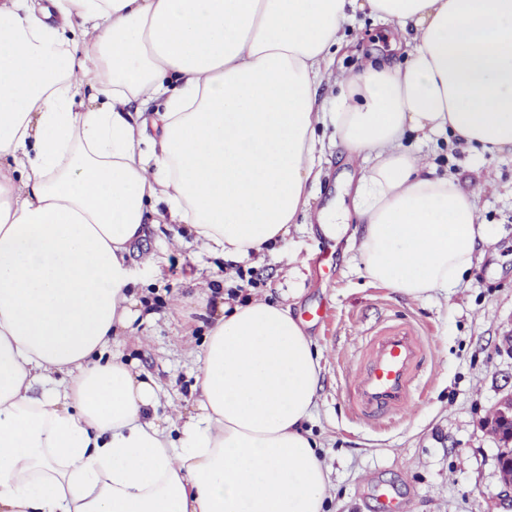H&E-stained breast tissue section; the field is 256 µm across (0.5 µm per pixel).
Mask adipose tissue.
Wrapping results in <instances>:
<instances>
[{
    "instance_id": "obj_1",
    "label": "adipose tissue",
    "mask_w": 512,
    "mask_h": 512,
    "mask_svg": "<svg viewBox=\"0 0 512 512\" xmlns=\"http://www.w3.org/2000/svg\"><path fill=\"white\" fill-rule=\"evenodd\" d=\"M363 9L406 58L337 82L369 165L325 231L356 216L369 280L446 296L489 237L402 138L512 149V0H0V512H324L320 354L290 306L219 304L181 423L112 337L146 222L242 259L306 212L315 87Z\"/></svg>"
}]
</instances>
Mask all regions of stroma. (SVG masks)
<instances>
[{"mask_svg":"<svg viewBox=\"0 0 512 512\" xmlns=\"http://www.w3.org/2000/svg\"><path fill=\"white\" fill-rule=\"evenodd\" d=\"M390 30V23L356 13L345 26L349 45L337 53L333 77L358 72L370 55L402 62ZM317 135L321 175L309 190L308 218L261 254L223 258L196 242L188 225H148L129 259L147 318L114 337L113 352L154 381L168 414L197 413L196 380L212 316L195 297L216 299L238 284V269L254 268L260 282L251 298L289 305L321 355L308 427L333 485L326 512H382V490L396 512H512L500 502L498 445L482 427L512 390V357L499 350L512 329V153L406 138V147L437 173L457 175L491 237L449 299L415 300L365 277L350 232L332 238L320 230L318 212L345 200L366 161L350 156L331 125L318 126ZM318 310L323 320L312 319ZM395 325L409 326L425 342L422 392L392 427L379 430L353 419L348 385L367 337Z\"/></svg>","mask_w":512,"mask_h":512,"instance_id":"1","label":"stroma"}]
</instances>
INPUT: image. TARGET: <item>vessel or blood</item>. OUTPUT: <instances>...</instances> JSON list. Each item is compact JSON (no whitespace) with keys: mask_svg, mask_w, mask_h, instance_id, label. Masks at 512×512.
Wrapping results in <instances>:
<instances>
[{"mask_svg":"<svg viewBox=\"0 0 512 512\" xmlns=\"http://www.w3.org/2000/svg\"><path fill=\"white\" fill-rule=\"evenodd\" d=\"M424 349L422 339L404 327H389L372 337L369 363L349 383L354 413L376 422L402 413L418 391L416 367Z\"/></svg>","mask_w":512,"mask_h":512,"instance_id":"vessel-or-blood-1","label":"vessel or blood"}]
</instances>
